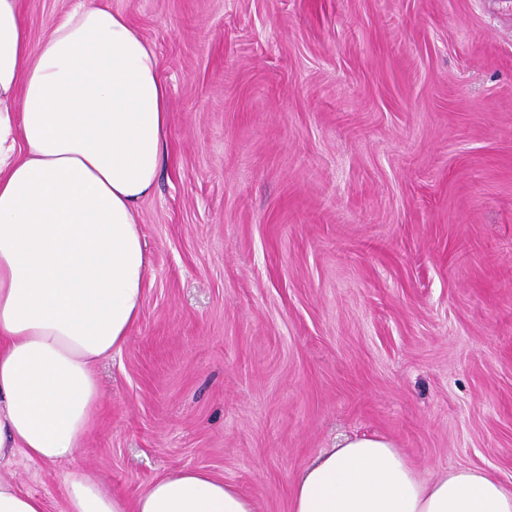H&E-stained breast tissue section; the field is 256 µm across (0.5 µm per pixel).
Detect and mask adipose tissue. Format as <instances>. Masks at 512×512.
I'll use <instances>...</instances> for the list:
<instances>
[{
  "label": "adipose tissue",
  "mask_w": 512,
  "mask_h": 512,
  "mask_svg": "<svg viewBox=\"0 0 512 512\" xmlns=\"http://www.w3.org/2000/svg\"><path fill=\"white\" fill-rule=\"evenodd\" d=\"M167 87L153 47L106 0H81L31 45L21 0H0V512H47L2 476L19 456L71 461L90 430L96 363L126 342L148 261L139 206L166 149ZM64 512H256L203 469L135 498L83 470ZM291 512H512V486L471 467L422 477L387 438L319 453Z\"/></svg>",
  "instance_id": "1"
}]
</instances>
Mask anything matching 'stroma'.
I'll list each match as a JSON object with an SVG mask.
<instances>
[{"label":"stroma","mask_w":512,"mask_h":512,"mask_svg":"<svg viewBox=\"0 0 512 512\" xmlns=\"http://www.w3.org/2000/svg\"><path fill=\"white\" fill-rule=\"evenodd\" d=\"M75 0H22L31 43ZM153 46L167 156L137 324L72 465L201 468L258 512L340 434L512 485V0H108Z\"/></svg>","instance_id":"35a3bbf8"}]
</instances>
